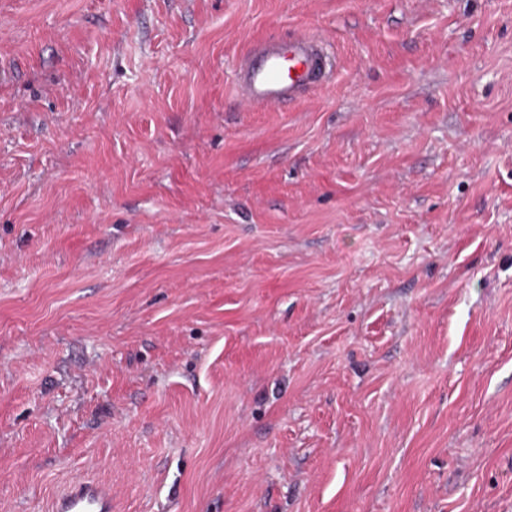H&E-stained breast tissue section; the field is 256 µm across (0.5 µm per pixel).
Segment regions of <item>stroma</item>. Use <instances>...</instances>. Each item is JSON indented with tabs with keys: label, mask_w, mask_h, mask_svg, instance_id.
I'll use <instances>...</instances> for the list:
<instances>
[{
	"label": "stroma",
	"mask_w": 512,
	"mask_h": 512,
	"mask_svg": "<svg viewBox=\"0 0 512 512\" xmlns=\"http://www.w3.org/2000/svg\"><path fill=\"white\" fill-rule=\"evenodd\" d=\"M80 477L512 512V0H0V512ZM329 66L323 42L312 35L265 41L244 57L234 84L245 102L256 107L292 103L324 84Z\"/></svg>",
	"instance_id": "obj_1"
}]
</instances>
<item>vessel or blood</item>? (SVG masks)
Masks as SVG:
<instances>
[{"label":"vessel or blood","mask_w":512,"mask_h":512,"mask_svg":"<svg viewBox=\"0 0 512 512\" xmlns=\"http://www.w3.org/2000/svg\"><path fill=\"white\" fill-rule=\"evenodd\" d=\"M328 66L324 45L315 36L269 40L244 57L234 84L249 105L282 106L322 87ZM113 508L111 486L87 478L71 481L51 503V512H112Z\"/></svg>","instance_id":"obj_1"}]
</instances>
